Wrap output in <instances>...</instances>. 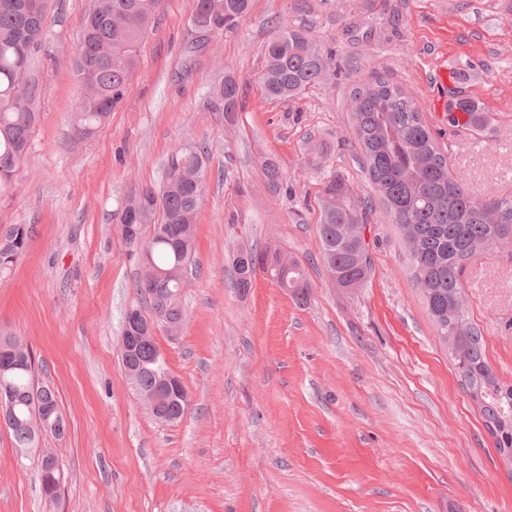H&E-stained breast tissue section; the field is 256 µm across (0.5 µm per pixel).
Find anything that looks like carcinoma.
Wrapping results in <instances>:
<instances>
[{"label": "carcinoma", "mask_w": 512, "mask_h": 512, "mask_svg": "<svg viewBox=\"0 0 512 512\" xmlns=\"http://www.w3.org/2000/svg\"><path fill=\"white\" fill-rule=\"evenodd\" d=\"M45 0H0V190L24 159L40 120V94L45 80L33 55L45 23ZM254 0H194L192 28L203 34L189 53L239 27ZM162 0H94L80 25L75 70L83 97L71 124L80 138L92 136L121 102L138 66L137 48L154 28ZM330 58L304 25L280 28L264 50L259 78L268 100L299 97L327 78ZM224 121L234 123L243 108V86L224 75L217 92ZM468 116L472 129L489 121L475 102L461 98L452 104ZM352 123L360 150L359 167L367 173L393 223L403 232L413 279L426 312L448 353L483 425L494 437L501 457L512 460V390L500 383L488 363L481 332L466 315L462 277L475 256L512 240V197L483 200L454 176L448 157L422 117L417 103L403 88L372 75L352 91ZM209 152L201 142L178 145L168 162L165 181L158 187H137L126 197L119 215V232L128 245L141 247L137 292L147 300L143 314L178 334L184 320L182 274L194 261L195 225L205 191ZM262 171L270 193L285 190L279 160L268 155ZM321 257L330 282L354 293L371 273L363 228L373 213V201L363 197L342 172L331 173L317 196ZM30 224L0 227V255H22L32 237ZM235 287L246 294L257 273L271 280L299 304L308 302L311 284L298 260L280 249L257 251L241 247L232 258ZM125 348L121 360L140 398L156 400V418L174 422L189 407L186 387L171 392L164 379L171 374L153 335L143 324L123 325ZM35 359L24 339L0 330V390L11 394L3 414L14 447L27 453L38 447L41 435L37 412L53 410L44 432L59 435L66 428L58 396L49 386L35 383ZM42 492L57 500L54 490L63 478L59 459L41 460Z\"/></svg>", "instance_id": "1"}]
</instances>
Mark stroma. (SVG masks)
Instances as JSON below:
<instances>
[{
    "label": "stroma",
    "mask_w": 512,
    "mask_h": 512,
    "mask_svg": "<svg viewBox=\"0 0 512 512\" xmlns=\"http://www.w3.org/2000/svg\"><path fill=\"white\" fill-rule=\"evenodd\" d=\"M92 5L47 0L41 119L0 192V225L34 227L0 279V327L25 338L66 419L64 434L43 435L22 458L0 426V512H512V461L460 385L401 230L376 207L365 230L372 273L349 294L320 260L313 207L336 170L375 193L351 123V90L375 73L421 104L454 175L481 197L512 196V0H254L244 24L190 55L194 0H163L121 103L78 140L74 59ZM300 23L332 52L329 77L298 98L266 99L265 45L276 25ZM452 56L458 79L431 85ZM228 73L247 89L231 125L216 99ZM457 91L490 113V129L449 126L434 103ZM187 140L206 142L210 176L181 333L155 335L190 400L168 423L143 407L121 363L140 261L117 225L130 188L160 185ZM269 154L288 195L266 187ZM241 246L287 249L310 301L296 304L261 273L240 294L230 257ZM463 283L486 357L512 385V244L474 259ZM45 453L65 474L54 502L41 494Z\"/></svg>",
    "instance_id": "1"
}]
</instances>
